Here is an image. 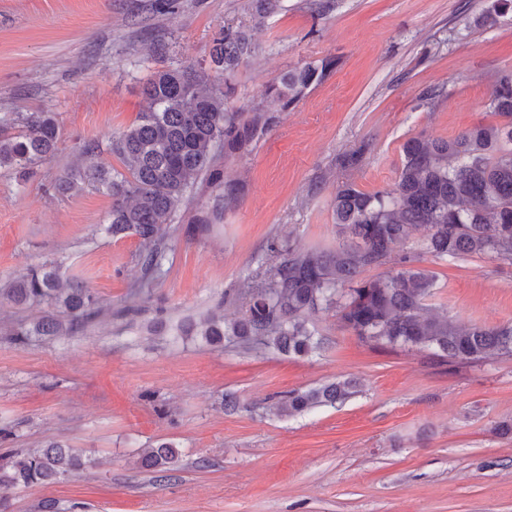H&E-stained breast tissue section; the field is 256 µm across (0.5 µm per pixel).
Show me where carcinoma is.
<instances>
[{
  "instance_id": "obj_1",
  "label": "carcinoma",
  "mask_w": 512,
  "mask_h": 512,
  "mask_svg": "<svg viewBox=\"0 0 512 512\" xmlns=\"http://www.w3.org/2000/svg\"><path fill=\"white\" fill-rule=\"evenodd\" d=\"M510 9L512 0H496L483 23L496 24ZM253 52L248 32L227 24L210 51V69L222 80L193 65L156 71L144 90L148 108L112 140L123 170L92 165L55 185L65 192L87 183L111 195L106 232L137 236L139 259L148 273L161 267L167 226L197 179L224 189L226 199L234 195L216 165L218 143H224L225 154H235L272 122L260 108L228 105L235 93L231 78L250 63ZM334 66L327 60L292 70L270 84L267 95L291 105ZM488 108L509 122L478 125L450 140H407L392 189L366 193L351 182L340 185L333 211L348 242L336 251L300 250L286 239L271 240L267 251L274 264L264 277L233 292L235 298H248L237 319L226 322L217 314L186 319L172 327V336H199L215 346L227 342L248 353L303 357L322 344L308 327L309 314L334 307L343 327L376 347L429 349L442 364L512 356V324L461 328L448 315L432 312L427 301L435 276L414 266L425 255L446 260L484 255L512 266V71L498 77ZM16 121L17 133L0 136V168L25 176L54 150L59 127L50 112H29ZM419 228L426 235L414 253L399 257V268L362 278L363 272L388 264ZM2 300L41 309L8 330L10 340L22 346L81 336L103 314L84 281L45 265L0 285ZM357 393L353 378L291 390L280 397L277 412L296 417ZM178 456L173 443L161 442L144 455L142 465L164 478ZM89 464L76 449L58 442L1 455L0 507L19 486L54 483Z\"/></svg>"
}]
</instances>
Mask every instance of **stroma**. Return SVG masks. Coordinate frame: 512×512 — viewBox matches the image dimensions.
Segmentation results:
<instances>
[{
	"instance_id": "obj_1",
	"label": "stroma",
	"mask_w": 512,
	"mask_h": 512,
	"mask_svg": "<svg viewBox=\"0 0 512 512\" xmlns=\"http://www.w3.org/2000/svg\"><path fill=\"white\" fill-rule=\"evenodd\" d=\"M494 0H279L257 18L251 0H0V130L17 113L51 112L55 151L30 177L0 169V280L29 267L81 278L108 313L89 335L27 346L4 328L25 310L0 302V427L6 449L69 444L91 467L20 488L10 512H512V356L443 365L426 351L381 350L345 329L335 311L313 315L324 346L304 358L255 355L201 340L152 335L240 304L225 292L269 262L274 238L301 248L340 241L332 202L343 181L391 188L410 138L451 139L497 125L488 108L498 74L512 70V11L494 26ZM243 27L256 55L233 82L232 107L262 103L274 121L242 154L218 157L237 197L197 181L173 214L163 271L142 312L122 316L143 276L137 236L105 227L112 199L82 186L59 195L60 176L90 163L120 169L113 136L136 123L156 70L208 66L225 24ZM337 61L295 105L267 100L289 70ZM434 91L424 99V91ZM96 143L93 156L83 142ZM360 151L357 166L341 155ZM221 210L220 221H198ZM432 302L463 326L512 322V267L485 256L423 257ZM353 376L345 403L283 418L275 395ZM239 398L224 409L225 392ZM168 441L180 461L156 480L144 449Z\"/></svg>"
}]
</instances>
